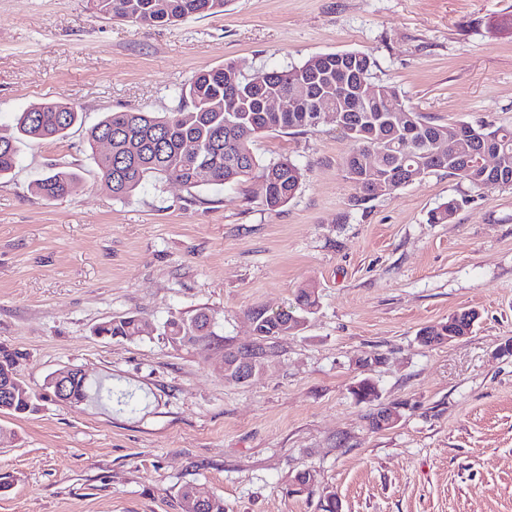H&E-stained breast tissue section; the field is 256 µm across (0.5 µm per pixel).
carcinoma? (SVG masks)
Listing matches in <instances>:
<instances>
[{"label":"carcinoma","mask_w":512,"mask_h":512,"mask_svg":"<svg viewBox=\"0 0 512 512\" xmlns=\"http://www.w3.org/2000/svg\"><path fill=\"white\" fill-rule=\"evenodd\" d=\"M228 0H90L91 8L102 16H120L140 27L175 25L184 18L196 15L224 13ZM309 76L307 99L288 103L284 112H270L266 101L272 96L286 98L296 79ZM346 71L336 62L335 54L312 56L295 66L272 68L256 75L245 73L235 62L196 74L181 92L182 104L174 112L158 114L141 110L113 112L94 126L88 142L94 148L101 139L112 141L109 156L92 151L101 184L118 200L130 199L146 182L177 180L187 188L197 186L196 170L205 165L211 171L210 182L215 185L240 184L252 179H264L265 206L276 210L295 196L301 180L300 168L282 157L264 162L253 149L256 140L270 132L311 131L317 128L311 109L319 106L332 112L346 110L348 122L354 124L348 138L354 148L347 157L348 174L355 187L350 202L354 207L367 204L370 185L377 175L409 178L444 171L467 182L475 191L495 188L490 177L483 175L474 164L473 154L480 142L496 144L507 169L500 185L512 184V129L468 122L440 125L422 119L421 115L405 108L412 124L401 123L390 112H350L348 102L336 101V82L345 79ZM79 112L72 106L46 101L40 112H21L15 118V131L0 134V177L9 175L18 161L17 143L56 141L64 138L78 121ZM440 135L456 131L461 150L454 158L442 156L414 146V137L407 134L411 127ZM77 175L67 171H49L32 185L33 192L45 199H60L70 193ZM456 211L452 200L430 213V221L444 224ZM298 309L310 313L318 305L317 289L305 285L297 289ZM261 339L250 347L244 345L224 349L229 359L241 352L269 354L275 340L298 331L296 315L283 310L272 316L262 308L248 311ZM142 322L135 316H124L100 324L97 335L134 339L141 336ZM162 336H186L185 345L206 350L211 347L214 329L193 330L185 324V315L172 313L160 328ZM126 405L132 395L116 392L84 381L80 397L101 399ZM351 394L356 402H372L377 398L376 384L365 377L357 382ZM36 394L28 389L17 393L7 404H0V413L13 416L35 411Z\"/></svg>","instance_id":"carcinoma-1"}]
</instances>
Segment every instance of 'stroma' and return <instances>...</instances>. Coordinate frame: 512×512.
I'll return each mask as SVG.
<instances>
[{"label":"stroma","instance_id":"obj_1","mask_svg":"<svg viewBox=\"0 0 512 512\" xmlns=\"http://www.w3.org/2000/svg\"><path fill=\"white\" fill-rule=\"evenodd\" d=\"M347 50L427 120L512 127V0H230L152 28L88 0H0V133L48 100L80 114L63 139L21 143L0 179V347L42 393L36 412L0 414V512H181L189 482L224 512H322L331 493L342 512H512V185L480 193L438 172L352 207L353 143L331 122L255 142L303 174L274 211L255 180L149 182L121 201L98 179L87 133L109 113L175 111L229 60L255 73ZM53 169L78 174L73 190L34 195ZM306 284L319 304L300 330L252 379L225 381V345L253 340L248 311L292 306ZM203 307L219 321L208 353L159 335ZM461 308L480 313L472 334L418 342ZM128 315L151 334L96 335ZM66 366L131 404L58 401L43 385ZM366 376L400 405L394 427L369 429L375 404L350 393ZM307 469L313 493L288 494Z\"/></svg>","mask_w":512,"mask_h":512}]
</instances>
